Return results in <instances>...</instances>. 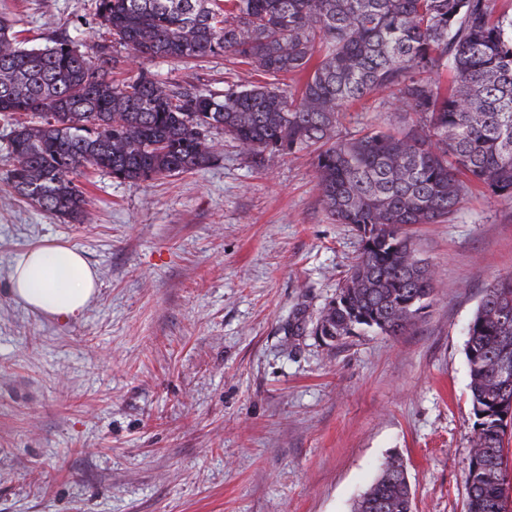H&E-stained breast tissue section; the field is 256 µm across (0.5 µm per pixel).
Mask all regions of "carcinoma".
Returning a JSON list of instances; mask_svg holds the SVG:
<instances>
[{
  "instance_id": "1",
  "label": "carcinoma",
  "mask_w": 512,
  "mask_h": 512,
  "mask_svg": "<svg viewBox=\"0 0 512 512\" xmlns=\"http://www.w3.org/2000/svg\"><path fill=\"white\" fill-rule=\"evenodd\" d=\"M96 13L138 56L229 53L275 82L221 98L175 91L147 70L114 83L109 46L96 64L69 39L29 49L0 16L9 190L82 224L89 199L75 176L87 170L130 183L190 173L214 160L215 132L250 155L313 147L326 213L362 240L316 326L331 345L358 328L399 336L415 325L434 283L413 226L447 219L470 183L512 202V17L496 0H96ZM287 76L303 78L296 91L277 82ZM385 92L403 125L337 137L350 105ZM465 354L475 418L466 512H512V277L484 288ZM353 512H414L401 458L381 465Z\"/></svg>"
}]
</instances>
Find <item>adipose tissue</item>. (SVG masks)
Instances as JSON below:
<instances>
[{
  "label": "adipose tissue",
  "instance_id": "adipose-tissue-1",
  "mask_svg": "<svg viewBox=\"0 0 512 512\" xmlns=\"http://www.w3.org/2000/svg\"><path fill=\"white\" fill-rule=\"evenodd\" d=\"M11 285L26 307L67 320L83 313L96 291V275L77 249L51 243L15 258Z\"/></svg>",
  "mask_w": 512,
  "mask_h": 512
}]
</instances>
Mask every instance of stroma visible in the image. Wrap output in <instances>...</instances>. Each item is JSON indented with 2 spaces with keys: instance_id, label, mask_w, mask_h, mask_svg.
<instances>
[{
  "instance_id": "stroma-1",
  "label": "stroma",
  "mask_w": 512,
  "mask_h": 512,
  "mask_svg": "<svg viewBox=\"0 0 512 512\" xmlns=\"http://www.w3.org/2000/svg\"><path fill=\"white\" fill-rule=\"evenodd\" d=\"M26 47L66 37L95 55V0H0ZM122 82L223 94L264 81L229 56L146 59L114 46ZM368 96L336 128L397 124ZM215 161L137 184L80 175L70 224L0 189V512H352L393 453L415 512H465L474 421L465 357L483 290L512 276V202L474 193L414 247L435 292L400 336L315 326L362 242L329 219L315 153L256 162L213 137ZM79 249L97 273L81 316L11 292L33 245Z\"/></svg>"
}]
</instances>
